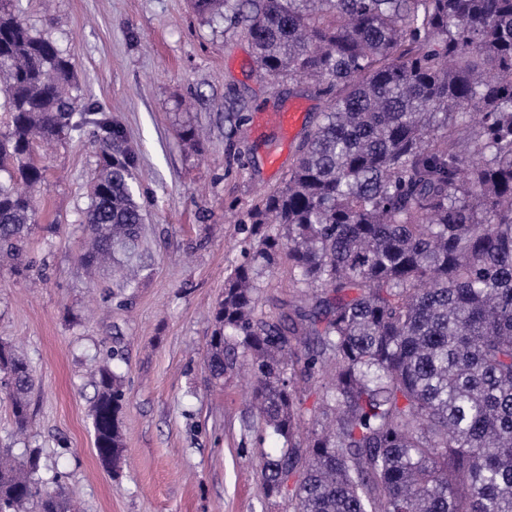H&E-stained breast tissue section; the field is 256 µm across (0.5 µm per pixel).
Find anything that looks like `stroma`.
I'll return each instance as SVG.
<instances>
[{
  "label": "stroma",
  "mask_w": 512,
  "mask_h": 512,
  "mask_svg": "<svg viewBox=\"0 0 512 512\" xmlns=\"http://www.w3.org/2000/svg\"><path fill=\"white\" fill-rule=\"evenodd\" d=\"M16 12L70 49L85 103L111 115L137 159L135 199L146 215L135 287L79 263L82 212L98 158L90 133L37 147L45 180L24 268L0 266V342L37 378L31 424L16 434L0 393V448L41 453L81 512H285L264 497L260 452L243 434L250 385L216 381L208 316L248 246L241 225L262 192L283 185L327 106L302 79L265 74L243 29L193 11L189 0H14ZM304 110L292 141L256 132L260 112ZM241 115L236 135L224 116ZM192 128L199 147L179 132ZM277 153L281 167L266 166ZM123 358V453L107 470L94 449L95 368L112 346Z\"/></svg>",
  "instance_id": "obj_1"
}]
</instances>
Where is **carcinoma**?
<instances>
[{
    "label": "carcinoma",
    "instance_id": "obj_1",
    "mask_svg": "<svg viewBox=\"0 0 512 512\" xmlns=\"http://www.w3.org/2000/svg\"><path fill=\"white\" fill-rule=\"evenodd\" d=\"M254 45L261 70L305 77L327 111L283 186L249 214L207 344L214 379L246 370L262 489L288 512H512V0H193ZM73 56L0 0V260L37 224L36 140L87 126L99 164L83 212L94 271L130 262L144 214L112 116L82 102ZM286 263L301 303L263 312ZM18 430L27 359L0 343ZM321 395L306 407L307 391ZM98 455L122 458V377L105 360ZM39 455L0 451V512H73Z\"/></svg>",
    "mask_w": 512,
    "mask_h": 512
}]
</instances>
